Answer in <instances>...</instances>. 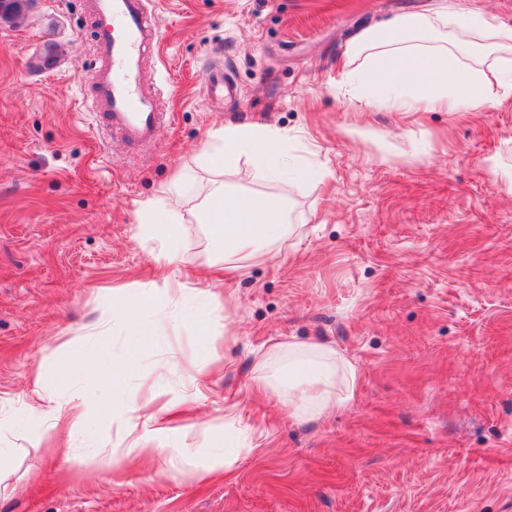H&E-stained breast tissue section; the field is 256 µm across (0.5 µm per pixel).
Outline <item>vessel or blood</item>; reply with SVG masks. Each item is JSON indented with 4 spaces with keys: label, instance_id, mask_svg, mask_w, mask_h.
I'll return each mask as SVG.
<instances>
[{
    "label": "vessel or blood",
    "instance_id": "obj_1",
    "mask_svg": "<svg viewBox=\"0 0 512 512\" xmlns=\"http://www.w3.org/2000/svg\"><path fill=\"white\" fill-rule=\"evenodd\" d=\"M97 47L102 65L96 107L112 131L136 146L157 141L160 114L150 85L141 77L143 52L160 42L155 13L147 0H96Z\"/></svg>",
    "mask_w": 512,
    "mask_h": 512
}]
</instances>
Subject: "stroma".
<instances>
[{"label": "stroma", "mask_w": 512, "mask_h": 512, "mask_svg": "<svg viewBox=\"0 0 512 512\" xmlns=\"http://www.w3.org/2000/svg\"><path fill=\"white\" fill-rule=\"evenodd\" d=\"M433 0H161L147 79L167 114L137 148L90 112L97 27L90 0H31L0 19V512H512V93L463 117L414 123L353 100L345 50L357 31ZM48 68L34 63L46 47ZM221 63L237 95L209 97ZM287 133L323 180L271 183L248 162L220 179L285 194L294 234L280 255L231 269L193 220L218 177L200 164L224 125ZM181 258L221 274L210 294L165 304L149 339L109 293L153 286L143 204L180 171ZM212 335H200L198 320ZM107 341L136 355L132 390L176 400L195 370L209 390L180 418L189 447L246 438L230 473L198 478L161 458L129 467L120 424L96 418L69 446L31 452L25 402L97 396ZM327 342L358 369L345 407L298 422L256 388L274 341ZM42 366L71 370L36 391Z\"/></svg>", "instance_id": "1"}]
</instances>
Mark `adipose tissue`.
<instances>
[{
    "mask_svg": "<svg viewBox=\"0 0 512 512\" xmlns=\"http://www.w3.org/2000/svg\"><path fill=\"white\" fill-rule=\"evenodd\" d=\"M346 81L356 100L368 106L399 112H475L498 98L499 89L512 91V27L495 16L441 5L431 13H407L360 30L348 43ZM214 150L225 168L240 160L251 162L264 181L304 182L321 179L323 169L288 156V137L258 125H229L216 135ZM192 178L177 175L160 196L144 206L140 222L145 241L155 242L167 265L181 261L180 226L185 217L179 195ZM198 222L213 225L224 247L225 261L260 263L278 253L295 230L288 197L266 193H240L219 184L210 192ZM99 370L106 377L105 396L97 407L123 421L129 440L126 457L160 456L172 465L187 466L206 476L231 471L239 452L216 446L206 457L170 438L164 425L166 408L157 394L128 389L125 378L133 359L111 360L107 345L96 351ZM263 375L258 388L281 398L288 415L314 420L325 410L345 404L358 379L354 364L332 345L275 343L258 359ZM89 401L77 394L31 411L45 425L46 436H61L81 425Z\"/></svg>",
    "mask_w": 512,
    "mask_h": 512,
    "instance_id": "adipose-tissue-1",
    "label": "adipose tissue"
}]
</instances>
